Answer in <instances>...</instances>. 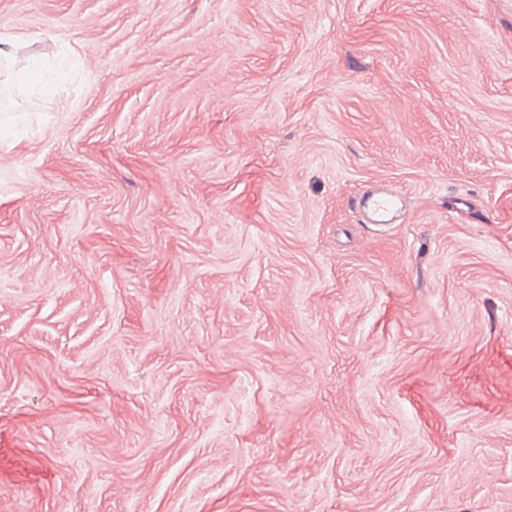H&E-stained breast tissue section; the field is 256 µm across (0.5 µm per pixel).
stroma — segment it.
<instances>
[{
    "mask_svg": "<svg viewBox=\"0 0 512 512\" xmlns=\"http://www.w3.org/2000/svg\"><path fill=\"white\" fill-rule=\"evenodd\" d=\"M0 45V512H512V0H0Z\"/></svg>",
    "mask_w": 512,
    "mask_h": 512,
    "instance_id": "stroma-1",
    "label": "stroma"
}]
</instances>
